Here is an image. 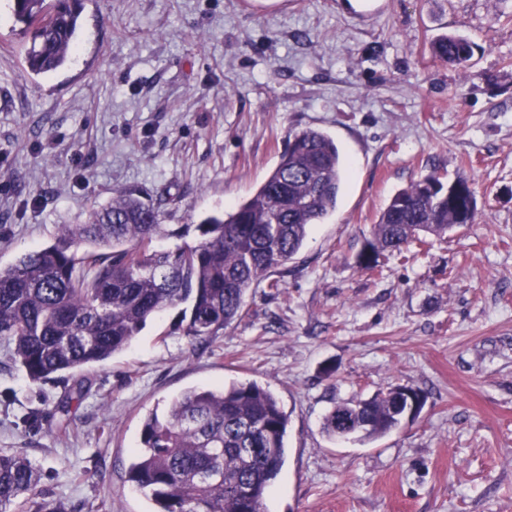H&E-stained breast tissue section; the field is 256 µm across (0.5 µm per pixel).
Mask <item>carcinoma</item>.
Here are the masks:
<instances>
[{
    "label": "carcinoma",
    "instance_id": "1",
    "mask_svg": "<svg viewBox=\"0 0 512 512\" xmlns=\"http://www.w3.org/2000/svg\"><path fill=\"white\" fill-rule=\"evenodd\" d=\"M81 0H12L31 34L25 63L34 73L63 67L76 52ZM476 45L459 34L431 42L438 61L465 68ZM345 163L335 140L313 128L293 132L267 178L232 210L195 226L192 243L158 250L160 211L117 191L85 224H67L46 247L0 269V342L33 382L80 373L58 405L69 412L88 379L85 368L124 351L148 320L178 310L175 327L204 345L240 316L250 289L303 247L311 227L336 210ZM476 219L464 178L432 173L396 192L359 255L365 271L425 236L442 238ZM396 392L333 406L324 430L373 438L400 425ZM288 415L254 382L188 390L163 416L143 422L128 481L150 494L155 512H264L285 460ZM38 468L21 452L0 450V512H52L29 502Z\"/></svg>",
    "mask_w": 512,
    "mask_h": 512
}]
</instances>
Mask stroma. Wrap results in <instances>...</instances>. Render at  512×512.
Listing matches in <instances>:
<instances>
[{"label":"stroma","instance_id":"stroma-1","mask_svg":"<svg viewBox=\"0 0 512 512\" xmlns=\"http://www.w3.org/2000/svg\"><path fill=\"white\" fill-rule=\"evenodd\" d=\"M444 33L476 44L466 70L432 57ZM29 43L0 0L2 269L119 189L159 208L156 248L193 242L296 130L346 162L335 213L208 344L158 315L65 416L68 383L31 382L0 344V449L40 469L42 501L153 512L126 481L146 416L254 381L288 415L268 512H512V0H83L62 69L30 72ZM433 172L471 182L475 223L361 271L390 197ZM397 386L424 395L415 419L323 432L334 402Z\"/></svg>","mask_w":512,"mask_h":512}]
</instances>
